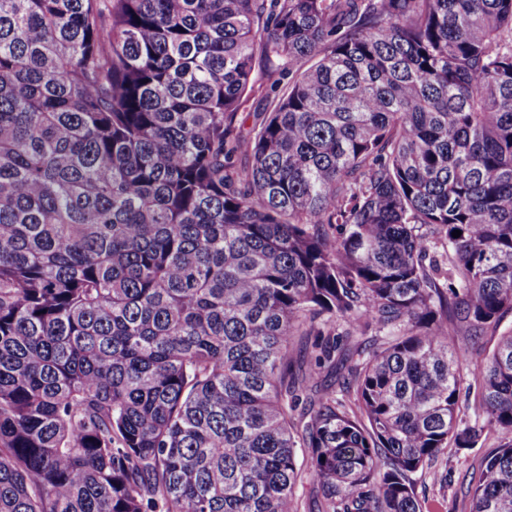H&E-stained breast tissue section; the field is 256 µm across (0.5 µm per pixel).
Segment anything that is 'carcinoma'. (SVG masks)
I'll return each instance as SVG.
<instances>
[{"mask_svg": "<svg viewBox=\"0 0 512 512\" xmlns=\"http://www.w3.org/2000/svg\"><path fill=\"white\" fill-rule=\"evenodd\" d=\"M508 314L512 0H0V512H512ZM498 442L493 430H486L476 448L457 451L448 449L423 473L415 476V494L422 512H469L466 486L473 470L478 469L482 457Z\"/></svg>", "mask_w": 512, "mask_h": 512, "instance_id": "1", "label": "carcinoma"}]
</instances>
